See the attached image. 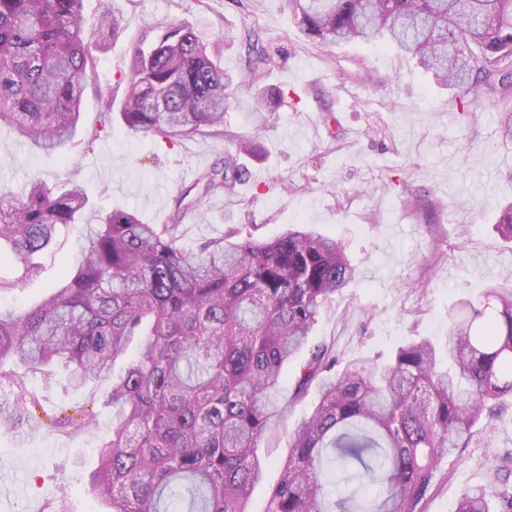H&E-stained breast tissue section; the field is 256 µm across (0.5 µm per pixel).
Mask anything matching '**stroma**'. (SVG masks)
<instances>
[{"label":"stroma","mask_w":512,"mask_h":512,"mask_svg":"<svg viewBox=\"0 0 512 512\" xmlns=\"http://www.w3.org/2000/svg\"><path fill=\"white\" fill-rule=\"evenodd\" d=\"M123 18L122 35L95 48L96 76L85 92L75 144L65 153L29 154L14 130L0 127V192L18 195L40 181L77 179L92 208L134 212L143 223H177L188 248L219 237L269 240L307 224L341 241L355 280L324 307L310 345L332 349L339 363L389 354L421 336L445 349L449 313L459 300L512 276V243L496 232L500 207L512 201V137L495 96L459 99L438 86L412 55L382 43L322 44L304 36L288 0H85L86 31L96 40L100 13ZM181 20L241 74L244 28L265 33L272 63L262 79L271 107L256 112L247 86L234 88L222 134L172 139L131 133L105 112L99 88L128 65L145 23ZM255 138L241 156L248 176L233 191L201 196L196 184L224 165L237 140ZM79 225L60 228L41 258L40 274L0 293V309L40 302L56 288L78 250ZM286 370L280 416L260 452L268 459L250 493L249 512H265L288 452V433L318 398L295 396ZM40 397L30 421L0 432V512H105L91 490L96 449L112 429L108 381L75 388L61 365L29 372ZM87 428L70 436L65 418ZM512 451V408L492 432L443 459L420 503L422 512H453L468 488L487 482L493 451Z\"/></svg>","instance_id":"obj_1"}]
</instances>
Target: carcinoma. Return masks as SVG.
I'll list each match as a JSON object with an SVG mask.
<instances>
[{"label": "carcinoma", "mask_w": 512, "mask_h": 512, "mask_svg": "<svg viewBox=\"0 0 512 512\" xmlns=\"http://www.w3.org/2000/svg\"><path fill=\"white\" fill-rule=\"evenodd\" d=\"M308 38L379 41L418 58L445 86L512 96V0H289ZM85 0H0V125L29 150L52 154L73 142L94 70L84 29ZM100 32H123L102 13ZM245 77L257 86L271 58L248 28ZM120 117L134 134L174 138L224 126L233 76L194 29L148 23L129 51ZM246 175L236 156L203 177L202 196L232 189ZM83 223L79 255L41 303L0 312V429L29 421L39 396L32 369L61 364L69 382L111 381L112 436L98 449L90 485L107 512H249L263 477L260 442L272 428L288 363L295 391L319 385L311 414L288 436V455L266 512H334L324 468L377 492L370 512H418L439 461L468 446L477 427L493 429L512 404V282L477 302L462 300L448 323V367L427 338L380 365L308 348L325 304L355 279L335 239L290 229L269 242L180 244L178 225L144 224L127 211L89 210L84 188L34 183L0 201V250L22 277L40 274L35 257L57 228ZM512 241V202L496 224ZM136 354L126 357L129 345ZM122 373L113 375L120 358ZM493 469L467 490L456 512H512V487Z\"/></svg>", "instance_id": "cac0c4a2"}]
</instances>
